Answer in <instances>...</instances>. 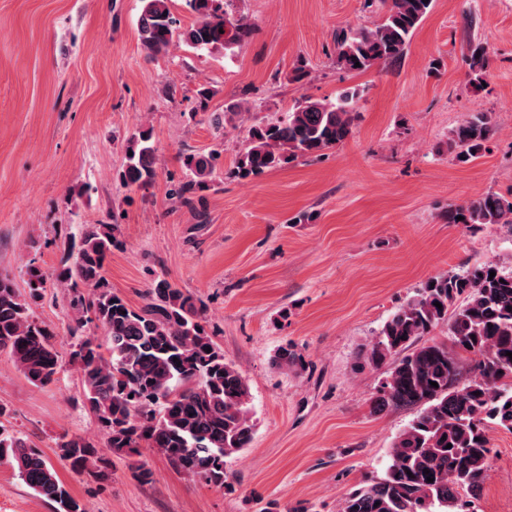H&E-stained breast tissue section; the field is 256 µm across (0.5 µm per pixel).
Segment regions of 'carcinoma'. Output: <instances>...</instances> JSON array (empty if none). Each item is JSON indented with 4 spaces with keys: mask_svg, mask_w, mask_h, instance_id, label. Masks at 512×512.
Listing matches in <instances>:
<instances>
[{
    "mask_svg": "<svg viewBox=\"0 0 512 512\" xmlns=\"http://www.w3.org/2000/svg\"><path fill=\"white\" fill-rule=\"evenodd\" d=\"M138 36L146 58L168 53L174 37L193 49L234 52L249 30L234 0H189L200 15L190 28L168 0H143ZM381 17L370 26L336 33V64L363 72L403 57L409 41L430 12L433 0H380ZM486 48L469 42L474 77L485 66ZM360 66H355V63ZM355 94L334 102L297 101L272 122H256L247 133L235 174L259 175L298 158H319L351 134ZM252 105L233 102L213 118L215 128L235 125ZM493 135L488 115L463 119L449 132L448 148L461 159L479 156ZM123 180L145 186L155 177L152 131L130 139ZM218 155L189 154L184 165L194 178L178 187L186 204L207 187ZM462 220H457V217ZM450 224H512V200L481 194L447 212ZM119 225L87 224L78 240L63 243L62 269L49 272L29 261L26 294L0 273V350H5L33 384L55 380L59 352L54 332L33 316L32 305L54 279L68 288L72 334L94 324L107 343L85 338L71 356L79 366L85 403L117 456L146 446L191 477L225 490L224 459L249 447L254 434L249 386L204 325L205 306L165 279H155L139 306L109 285L106 264L121 246ZM496 272L490 276V272ZM441 307H436L435 303ZM446 326L449 342L431 338ZM512 268L479 263L428 279L384 323L365 354L374 367L388 365L375 387L376 411L414 407L416 413L389 451L382 477L364 482L343 500L341 512H471L474 496L491 466L487 430L512 433ZM437 383L438 387L431 386ZM56 455L72 471L94 479L107 475L110 460L92 442L63 433ZM60 512H88L59 480L54 466L27 439L0 428V459ZM433 482H427V478Z\"/></svg>",
    "mask_w": 512,
    "mask_h": 512,
    "instance_id": "cac0c4a2",
    "label": "carcinoma"
}]
</instances>
